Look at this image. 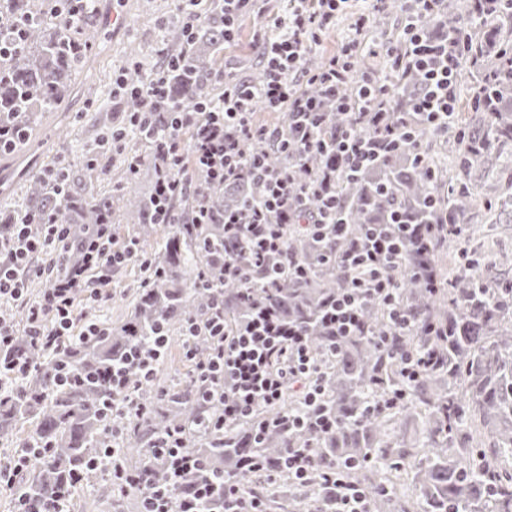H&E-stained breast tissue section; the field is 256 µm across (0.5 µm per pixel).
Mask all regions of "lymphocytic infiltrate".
Here are the masks:
<instances>
[{
	"mask_svg": "<svg viewBox=\"0 0 512 512\" xmlns=\"http://www.w3.org/2000/svg\"><path fill=\"white\" fill-rule=\"evenodd\" d=\"M257 0H179L182 32L186 42H193L196 32L208 18L210 8H220L224 15V41L233 43L238 35L240 17L251 13ZM348 0H289L284 19V33L276 40L263 41L262 59L265 81L253 86L224 73H216L222 87L212 100L172 99L167 81L179 57L165 54L159 70L131 82L119 78L125 95L134 100L151 101L149 111L131 112L130 125L156 128L151 150L163 163L158 182L160 199L191 191L195 177L215 183L250 182L257 198L245 208L226 212L224 237L246 241L252 266L266 271L274 259L283 256V227L300 225L304 232L321 240L347 233L343 219L345 204L338 192L342 178L354 177L363 168L382 157L413 146L416 122L449 133L455 139L466 136L463 128L453 125L457 102L460 59L468 39L460 33L432 40L424 32L423 22L438 15L443 0H400L403 27L400 39L387 48L390 71L356 73L353 58L361 39L384 10L385 0H371L367 12L357 15L351 25V38L336 55L315 69L304 61L346 9ZM415 70L421 92L406 112L392 105L394 75ZM318 95H310L309 87ZM330 99L336 110L347 116L345 125L333 128L323 110V99ZM262 102L274 111L288 115L287 128L257 124L253 102ZM190 129V141L181 132ZM281 151L286 164L271 169L266 147ZM325 157L323 166L305 181H298L297 170L312 154ZM318 197L321 205L310 210L305 196ZM40 225L41 236H32L31 225ZM441 225L421 229L395 216L390 224L366 225L360 245L346 251L341 261L349 273V282L323 316L324 323L336 336H354L366 329L364 313L370 303L382 304L389 312L395 334L401 335L412 325L409 315L395 304L396 270L410 245L428 249L441 232ZM68 239L66 225L53 223L51 216L20 213L9 235H0V300L12 302L26 312L24 327L0 316V394L25 391L35 370L33 364L11 349L18 332H25L31 347L42 352L45 361L55 362L58 355L80 336H93L99 324L89 322L75 328L73 307L77 299L104 303L111 299L108 289L115 272L125 268L134 255L127 244H117L108 224H94L85 232L80 245V260L63 270L53 271L34 262L36 254L63 250ZM40 279L45 287L39 297L28 294L29 280ZM211 353L198 362L196 375L201 383L205 404L222 409L217 425L249 421L263 405L280 402L285 391L292 390L304 401L306 414L289 417L293 428L323 427L317 412L322 393L319 367L304 331L284 324L270 310L257 309L243 331L230 334L224 330V307L215 304L207 318ZM136 368L143 380L152 375L149 360L132 356L126 365L112 369L113 413L132 421L144 413L136 389L125 380L127 367ZM182 429H174L150 445L155 457L168 469L166 483H150L145 474L125 473L121 464L124 450L117 441L107 440L92 468L111 471L125 492H136L143 501L141 512H202L215 487L212 477H203L196 491L179 497L175 490L185 477L202 475L199 459L183 454ZM288 477L303 486L314 473H321L334 504V512H371L366 491L338 468L324 465L308 449L290 448L285 455Z\"/></svg>",
	"mask_w": 512,
	"mask_h": 512,
	"instance_id": "1",
	"label": "lymphocytic infiltrate"
}]
</instances>
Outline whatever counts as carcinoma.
<instances>
[{
	"label": "carcinoma",
	"mask_w": 512,
	"mask_h": 512,
	"mask_svg": "<svg viewBox=\"0 0 512 512\" xmlns=\"http://www.w3.org/2000/svg\"><path fill=\"white\" fill-rule=\"evenodd\" d=\"M71 0H0V124L20 129L29 137L39 115L68 98L73 74L88 59L95 36L83 28L68 32L63 20ZM473 12L471 0H446L441 14L448 27L434 19L426 23L431 36L453 33ZM24 30V40L12 49L5 42L14 29ZM472 50L468 58L475 79L474 91L492 95L491 104L472 100L468 111L480 114V125L470 130L471 140L455 141L463 170L481 168L491 146L512 141V8L500 5L486 22L468 31ZM168 40L183 54L181 66L168 72L176 98L212 96L215 65L224 45V17L214 11L194 42L185 44L182 30L171 28ZM420 90L414 80H397L395 108ZM155 130L139 135L145 147L141 166L157 169L150 157ZM112 171V158L92 157L76 168L66 165L58 177L43 171L31 177L27 210L47 214L57 224H67L79 240L88 224H126V240L136 244L143 259L130 264L141 273L130 318L119 325L101 324L102 334L78 343L62 354L69 370L85 375L78 383L58 384L55 369L42 363L26 336L16 340V350L39 368L22 395L0 397V435L12 434L17 425L36 422L33 432L17 447L44 448L45 456L19 477L20 493L39 506L53 502L63 477L83 475L82 482L106 479L86 463L94 458L107 437L112 420L104 415L103 400L112 395L107 377L112 364L138 349L155 355L151 337L163 329L167 338L187 342L185 326L200 318L214 300L224 302V325L239 330L253 307L276 310L286 322L303 328L318 359L327 349V331L321 316L327 302L345 285L348 272L338 259L359 236L364 224L384 221L404 212L413 224H434L446 208L455 233H444L426 252L410 247L396 272L401 306L411 314L413 328L400 337L406 352L436 348L443 362L413 383L402 376L398 355L380 345L391 335L385 311L366 309L367 330L338 343L336 356L324 360L323 414L333 429L322 432L302 428L287 432L275 426L295 405L293 395L263 408L251 421L229 432L195 431L193 422L206 413L194 397L193 379L178 389L157 385L140 391L147 410L128 423L123 444L134 449L135 461L125 458L133 472L145 471L154 482L163 481L164 462L153 457L149 442L174 427L186 429L184 450L198 456L206 469L222 475H244L247 495L268 499L282 512H331L333 505L320 480L301 496L288 472L268 483L247 469L250 461L269 469L277 466L286 448H309L328 463L349 468L365 488L374 512H512V288L493 282L480 264L444 271V255L467 231L464 226L478 204L468 184H460L449 198L441 194L445 175L431 178L426 165L413 162L402 150L381 159L354 179L339 184L345 201L344 219L349 234L341 241L315 242L298 225L284 229L288 253L311 268L297 280L288 263L278 267L277 284L269 288L258 274L248 281H220L218 258L224 254V231L216 221L190 224L196 199L187 195L169 207L168 220L157 213V187L142 197L129 185L109 193L97 189ZM215 216L235 197L222 184L195 179ZM437 277L431 292L420 269ZM219 289H213V286ZM448 329L443 340L428 335L426 326ZM411 476L416 493L403 496L392 475ZM107 512L142 509L132 493L104 499Z\"/></svg>",
	"instance_id": "carcinoma-1"
}]
</instances>
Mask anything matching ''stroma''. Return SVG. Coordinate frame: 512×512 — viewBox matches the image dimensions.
<instances>
[{"label":"stroma","instance_id":"1","mask_svg":"<svg viewBox=\"0 0 512 512\" xmlns=\"http://www.w3.org/2000/svg\"><path fill=\"white\" fill-rule=\"evenodd\" d=\"M129 23L124 34L112 39L97 35L96 47L84 68L74 77V90L62 106L44 113L40 125L28 141L31 153L41 163L63 160L82 163L102 136L99 114L119 109L124 101L117 80L131 76L135 70L149 71L159 63L158 51L167 46V33L179 24L177 0H128ZM288 11L286 0H263L259 12L240 21L239 39L225 46L219 69L242 80H250L260 68L257 54L258 38L267 32L274 19ZM402 31V14L392 10L377 26L366 33L357 52L358 70L383 72L388 68L386 49L395 43ZM137 47V56H130V47ZM480 197L473 210L471 236L461 239L448 254L449 267L474 260L485 275L512 280V142L496 145L484 168L469 178ZM140 283V274L132 268L115 273L110 289L112 298L97 304L78 301L77 322L85 319L118 322L124 320Z\"/></svg>","mask_w":512,"mask_h":512}]
</instances>
